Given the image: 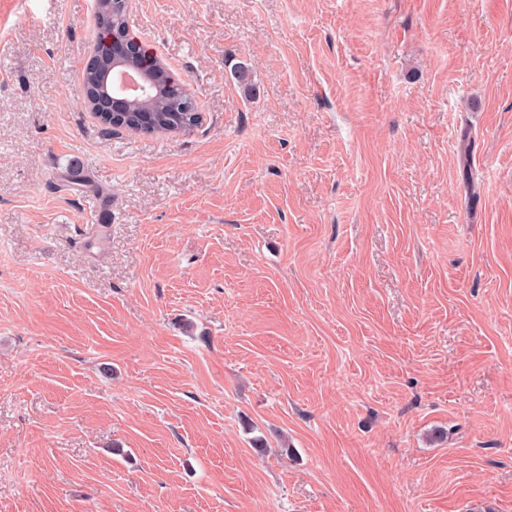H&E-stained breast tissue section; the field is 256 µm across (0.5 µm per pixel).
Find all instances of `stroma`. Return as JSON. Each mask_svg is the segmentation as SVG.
Here are the masks:
<instances>
[{"label": "stroma", "mask_w": 512, "mask_h": 512, "mask_svg": "<svg viewBox=\"0 0 512 512\" xmlns=\"http://www.w3.org/2000/svg\"><path fill=\"white\" fill-rule=\"evenodd\" d=\"M130 24L189 134L85 107L91 0H0V512H512V0Z\"/></svg>", "instance_id": "obj_1"}]
</instances>
